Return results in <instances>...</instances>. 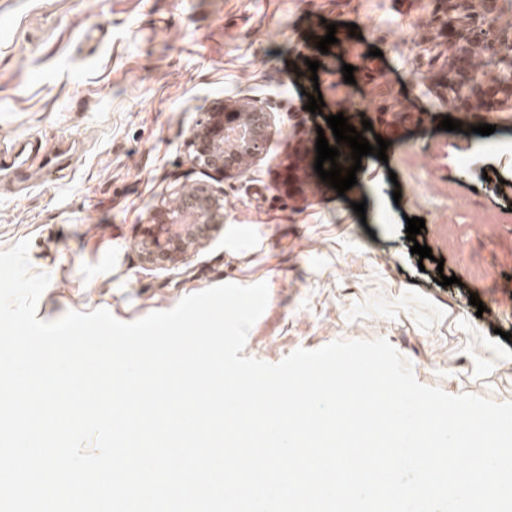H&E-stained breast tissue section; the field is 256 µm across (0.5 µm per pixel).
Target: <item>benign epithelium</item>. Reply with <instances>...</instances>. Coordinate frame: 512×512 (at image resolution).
<instances>
[{
	"label": "benign epithelium",
	"instance_id": "obj_1",
	"mask_svg": "<svg viewBox=\"0 0 512 512\" xmlns=\"http://www.w3.org/2000/svg\"><path fill=\"white\" fill-rule=\"evenodd\" d=\"M505 106L481 90L468 92L464 112L477 108L495 112ZM381 131L390 133L405 119L381 102L377 112ZM271 106L226 99L211 107L190 139L191 161L208 172L231 178L239 176L267 152L272 128ZM180 205L156 207L150 223L142 227V258L152 265L177 262L195 251L213 229L224 223L221 198L206 185L179 192Z\"/></svg>",
	"mask_w": 512,
	"mask_h": 512
}]
</instances>
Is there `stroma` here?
<instances>
[{"label":"stroma","mask_w":512,"mask_h":512,"mask_svg":"<svg viewBox=\"0 0 512 512\" xmlns=\"http://www.w3.org/2000/svg\"><path fill=\"white\" fill-rule=\"evenodd\" d=\"M440 0H0V145L61 149L53 179L26 190L0 176V251L29 240L50 283L37 317L107 309L133 322L222 283H267L244 356L279 363L339 339H387L416 380L445 393L512 401V222L483 240L481 218L512 209V108L489 135L413 121L367 155L338 195L288 159L338 112L453 116L454 50L432 20ZM353 23L339 53L304 38L308 18ZM318 62L317 83L302 79ZM375 82L345 83L343 64ZM321 91L324 107L307 110ZM272 107L264 158L235 179L193 166L187 142L214 103ZM440 147L425 161L423 148ZM212 188L224 223L186 260L150 266L141 226L181 186ZM365 202V216L353 206ZM424 219L416 241L407 218ZM428 246L420 260L412 243ZM456 276L441 286L437 275ZM498 305L495 319L469 302ZM480 304V305H481Z\"/></svg>","instance_id":"obj_1"}]
</instances>
